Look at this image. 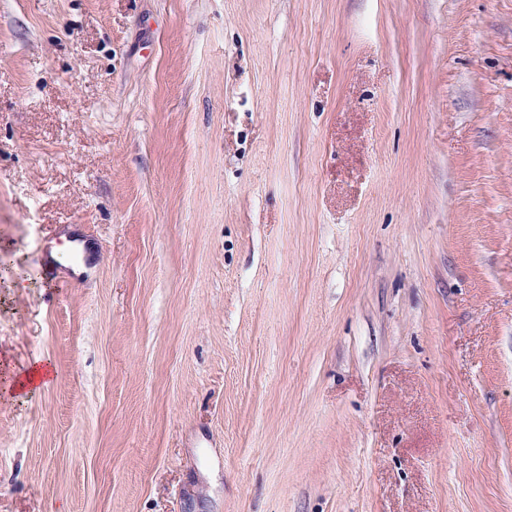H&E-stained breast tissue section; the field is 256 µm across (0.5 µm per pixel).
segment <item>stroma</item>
<instances>
[{
  "mask_svg": "<svg viewBox=\"0 0 512 512\" xmlns=\"http://www.w3.org/2000/svg\"><path fill=\"white\" fill-rule=\"evenodd\" d=\"M0 512H512V0H0ZM56 369L48 358H37L25 369L11 375L7 389L13 397H24L49 387L56 380Z\"/></svg>",
  "mask_w": 512,
  "mask_h": 512,
  "instance_id": "35a3bbf8",
  "label": "stroma"
}]
</instances>
